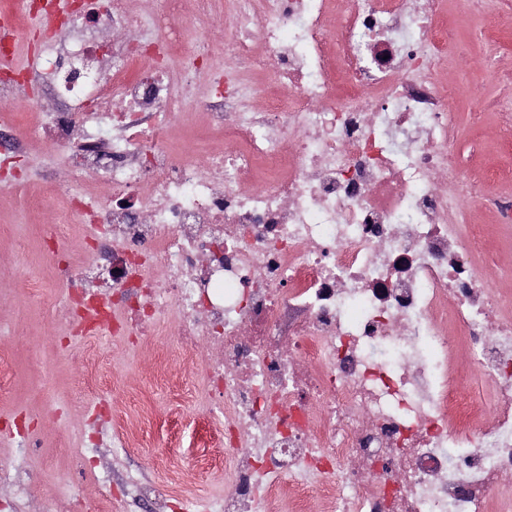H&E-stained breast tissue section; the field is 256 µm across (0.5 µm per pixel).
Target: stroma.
Returning a JSON list of instances; mask_svg holds the SVG:
<instances>
[{"label":"stroma","instance_id":"35a3bbf8","mask_svg":"<svg viewBox=\"0 0 512 512\" xmlns=\"http://www.w3.org/2000/svg\"><path fill=\"white\" fill-rule=\"evenodd\" d=\"M458 31L472 48L456 63L461 97L451 103L462 155L484 152L488 164H512L501 152L494 123L474 130L466 115L500 89L485 69L496 48L485 41L477 19H458ZM64 101L39 83L0 99V133L14 147L0 174V512H213L224 497V416L212 408L201 368L187 364L169 326H160L148 343L136 344L102 330L80 332L67 299L78 280L52 275L51 233L60 247L85 258L80 231L60 230L64 199L35 209L30 195L43 184L45 170L63 171V156L48 134L30 133L21 120L30 112L64 108ZM172 146L207 164L224 152V138L207 131L201 120L187 121ZM136 423L133 443L122 429ZM100 445L84 447L88 433ZM93 462L92 473L77 466ZM148 479L159 497L136 501L128 490Z\"/></svg>","mask_w":512,"mask_h":512}]
</instances>
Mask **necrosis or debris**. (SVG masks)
Returning a JSON list of instances; mask_svg holds the SVG:
<instances>
[{"instance_id": "4bbe7bcc", "label": "necrosis or debris", "mask_w": 512, "mask_h": 512, "mask_svg": "<svg viewBox=\"0 0 512 512\" xmlns=\"http://www.w3.org/2000/svg\"><path fill=\"white\" fill-rule=\"evenodd\" d=\"M443 3L37 10L116 34L73 43L110 66L73 81L71 111L39 117L68 172L46 191L93 226L112 288L68 255L55 274L85 281L72 309L87 328L144 343L176 319L223 404L233 473L217 512H278L285 486L289 512L313 493L322 512H512V295L482 273L512 233V201L492 197L512 167L461 158L444 69L466 50L457 14L484 16L494 42L512 0L489 16L484 0ZM214 14L223 40L192 51L189 24ZM193 115L232 145L204 168L170 149Z\"/></svg>"}]
</instances>
